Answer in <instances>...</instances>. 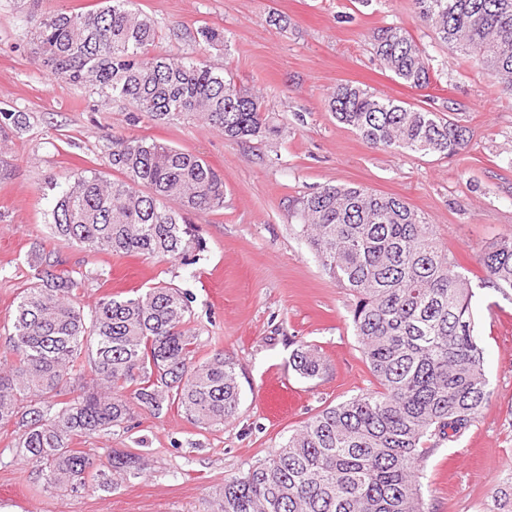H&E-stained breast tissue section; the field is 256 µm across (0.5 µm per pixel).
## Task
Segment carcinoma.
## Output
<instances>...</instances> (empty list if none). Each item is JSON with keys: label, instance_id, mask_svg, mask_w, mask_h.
Returning <instances> with one entry per match:
<instances>
[{"label": "carcinoma", "instance_id": "obj_1", "mask_svg": "<svg viewBox=\"0 0 512 512\" xmlns=\"http://www.w3.org/2000/svg\"><path fill=\"white\" fill-rule=\"evenodd\" d=\"M420 21L453 55L475 60L512 93V0H413ZM200 57L156 52L158 30L133 0H100L88 11L27 12L21 30L44 70L104 102L168 123L195 116L231 141L268 139L263 97L237 87L202 60L228 46L224 31L198 32ZM385 69L411 88L431 84L429 58L403 28L372 34ZM328 110L370 147L455 156L465 129L353 83L327 97ZM30 116L0 107V137H20ZM109 179L94 169L49 181L52 234L91 252L196 263L206 244L191 216L224 208V179L200 156L164 142L114 135ZM296 234L323 271L352 296L351 321L377 387L310 416L247 471L224 480L215 512H424L419 474L428 449L457 440L489 397L471 281L436 240L434 225L396 195L325 185L293 205ZM482 286L512 289V235L480 253ZM38 252L20 297L0 367V428L12 425L16 453L61 496L109 491L146 473L145 457L101 458L73 447L98 433H128L135 409L155 417L176 406L212 429L237 418V363L218 351L195 361L187 333L193 296L158 283L91 305L81 290L97 279L60 272ZM87 359L91 377L80 360ZM292 367L313 380L326 371L318 348L301 344Z\"/></svg>", "mask_w": 512, "mask_h": 512}]
</instances>
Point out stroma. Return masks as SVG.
I'll list each match as a JSON object with an SVG mask.
<instances>
[{
    "instance_id": "1",
    "label": "stroma",
    "mask_w": 512,
    "mask_h": 512,
    "mask_svg": "<svg viewBox=\"0 0 512 512\" xmlns=\"http://www.w3.org/2000/svg\"><path fill=\"white\" fill-rule=\"evenodd\" d=\"M159 31L158 49L195 55L201 28L224 30L230 48L210 50L238 87L260 91L281 136L236 143L196 119L128 120L121 102L94 96L43 72L20 37L25 0H0V107L31 113L22 137L0 141V352L13 313L32 281L33 247L55 253L62 271H103L87 282L85 303L104 293L158 282L194 296L189 330L197 359L224 352L238 364L241 412L204 431L172 408L135 412L126 434L83 438L82 448L144 455L142 478L60 497L45 491L0 429V512H213L225 478L273 453L327 404L370 390L375 381L354 335L351 298L329 278L291 229L299 197L330 185H363L404 198L434 224L439 242L476 283L473 309L485 348L490 398L455 442L431 448L422 466L425 512H512V292L479 287L481 245L512 234V94L476 63L451 56L412 0H135ZM408 31L430 57L434 80L402 84L376 57L369 35ZM359 83L414 107L448 112L469 145L453 157L367 146L326 105L336 85ZM135 135L201 156L224 178V208L195 216L206 243L199 260L156 261L93 253L53 238L44 219L48 178L71 170L109 172L107 139ZM320 348L327 370L307 381L290 361L299 344Z\"/></svg>"
}]
</instances>
